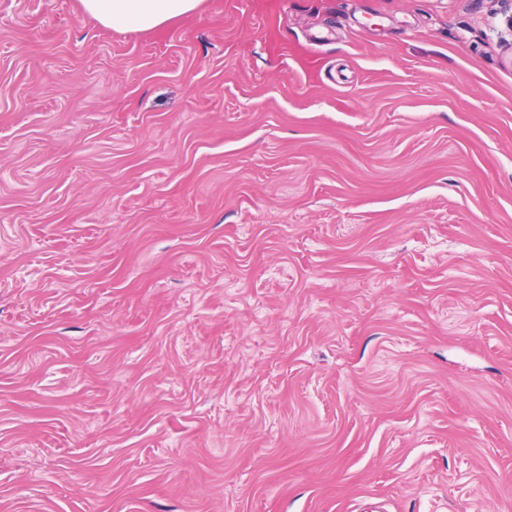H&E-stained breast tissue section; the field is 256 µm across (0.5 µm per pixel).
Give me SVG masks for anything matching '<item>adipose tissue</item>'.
<instances>
[{
	"label": "adipose tissue",
	"mask_w": 512,
	"mask_h": 512,
	"mask_svg": "<svg viewBox=\"0 0 512 512\" xmlns=\"http://www.w3.org/2000/svg\"><path fill=\"white\" fill-rule=\"evenodd\" d=\"M202 0H80L84 14L118 32H146L199 10Z\"/></svg>",
	"instance_id": "obj_1"
}]
</instances>
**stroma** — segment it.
<instances>
[{"label":"stroma","mask_w":512,"mask_h":512,"mask_svg":"<svg viewBox=\"0 0 512 512\" xmlns=\"http://www.w3.org/2000/svg\"><path fill=\"white\" fill-rule=\"evenodd\" d=\"M501 0H0V512H512ZM84 14L118 32H146L199 10L202 0H80Z\"/></svg>","instance_id":"1"}]
</instances>
